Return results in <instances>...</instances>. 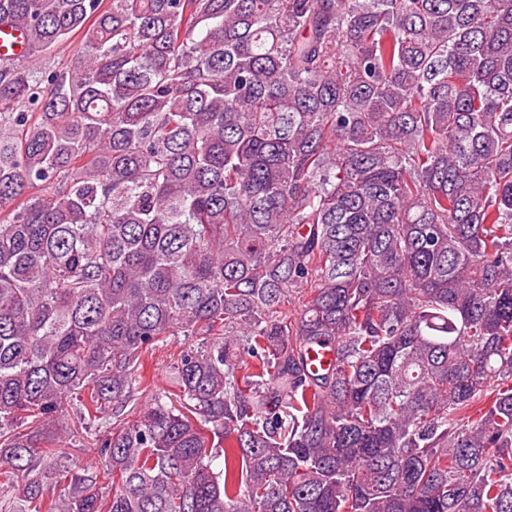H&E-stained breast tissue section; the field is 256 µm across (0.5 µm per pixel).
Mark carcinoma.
Segmentation results:
<instances>
[{"instance_id":"cac0c4a2","label":"carcinoma","mask_w":512,"mask_h":512,"mask_svg":"<svg viewBox=\"0 0 512 512\" xmlns=\"http://www.w3.org/2000/svg\"><path fill=\"white\" fill-rule=\"evenodd\" d=\"M0 26L83 45L0 58L4 512H512V0ZM169 336L199 342L138 414ZM78 428L103 465L61 475ZM81 40L78 37H72L70 40L54 49L53 51L39 57L34 67L37 71L46 68L64 69L68 67L72 60L78 56L81 50Z\"/></svg>"}]
</instances>
